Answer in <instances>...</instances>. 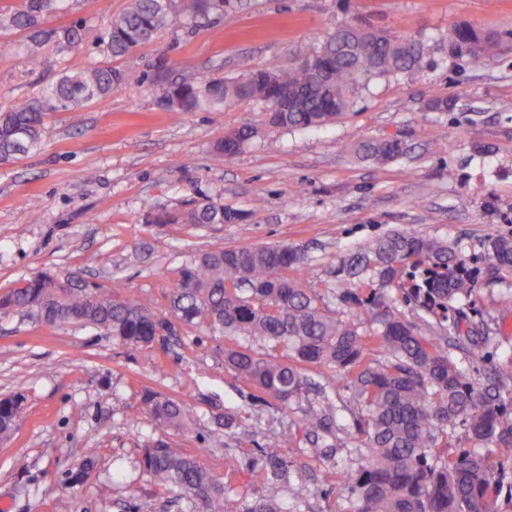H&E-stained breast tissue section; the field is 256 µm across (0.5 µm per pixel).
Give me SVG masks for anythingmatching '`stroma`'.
I'll list each match as a JSON object with an SVG mask.
<instances>
[{
  "label": "stroma",
  "mask_w": 512,
  "mask_h": 512,
  "mask_svg": "<svg viewBox=\"0 0 512 512\" xmlns=\"http://www.w3.org/2000/svg\"><path fill=\"white\" fill-rule=\"evenodd\" d=\"M128 4L78 0L59 19H86L79 57L114 62L124 79L87 108L52 113L42 149L0 166V295L43 273L100 288L117 281L166 315L181 264L216 247H300L306 284L321 292L340 287L352 253L394 228L460 242L470 260L489 238L512 236V52L458 59L442 43L448 27L468 21L512 45V0H248L113 61L97 36ZM358 18L424 40L431 60L374 81L341 122L287 130L267 126L257 102L187 114L161 104L162 71L234 77L271 67ZM67 64L51 54L29 73L0 38V106L25 103ZM435 93L448 98V111L430 110ZM244 123L257 137L215 162L217 139ZM437 124L445 138L429 137ZM388 136L405 144L389 164L350 151ZM206 198L243 220L200 231L148 221L149 209L181 211ZM147 389L192 406V430L178 444L219 478L225 413L249 435L234 450L244 463L295 419L225 369L224 341L205 329L180 330L165 351L132 349L89 327L0 314V397L20 398L15 427L0 439V512H177L178 491L139 467L146 444L163 434L140 412ZM89 448L97 458L86 471ZM286 455L290 482L260 485L257 494L290 506L293 484L303 481L313 493L301 512H351L348 500L323 491L353 456L329 461L298 447Z\"/></svg>",
  "instance_id": "35a3bbf8"
}]
</instances>
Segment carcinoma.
Returning <instances> with one entry per match:
<instances>
[{"label":"carcinoma","mask_w":512,"mask_h":512,"mask_svg":"<svg viewBox=\"0 0 512 512\" xmlns=\"http://www.w3.org/2000/svg\"><path fill=\"white\" fill-rule=\"evenodd\" d=\"M72 0H16L0 5V35H18V50L34 71L43 52L63 54L79 45L87 22L57 25ZM245 0H130L100 33L112 57L128 55L164 30L197 19L219 18ZM443 42L456 56L476 45L494 48L496 37L467 23L448 29ZM429 46L399 32L361 24L338 42L328 37L305 56L235 78L183 74L165 89L163 104L177 112H222L241 102L265 106L269 125L322 128L345 118L368 85L420 70ZM123 73L85 60L73 61L27 103L0 111V164L40 149L47 117L76 111L112 94ZM257 131L241 125L214 145L215 159L238 153ZM353 152L386 164L402 146L363 139ZM240 218L221 204L196 203L181 212L152 211L154 224L199 228ZM305 252L288 244L218 247L182 264L172 289V317L110 289L60 288L35 276L0 297V313L29 310L48 326L93 327L131 348H166L177 327H205L224 337V367L263 396L288 408L306 397L295 425L282 428L241 466L226 456L227 473L289 480L282 449L302 443L320 457L353 449L360 464L339 474L325 490L350 500L353 512H512V356L477 382L452 354L480 355L496 334V319L470 307L479 284L512 276V236L488 240L484 266L472 269L459 247L406 228L388 231L353 253L342 287L330 295L304 284ZM419 314L407 318L393 298ZM343 307L338 312L331 304ZM348 392L349 424L336 404ZM142 411L159 426L184 436L193 415L186 402L160 392L142 395ZM17 402L0 399V435L12 431ZM242 441L235 418L224 415V448ZM143 471L158 485L175 488L187 512H285L272 498L233 492L171 438L145 448Z\"/></svg>","instance_id":"1"}]
</instances>
